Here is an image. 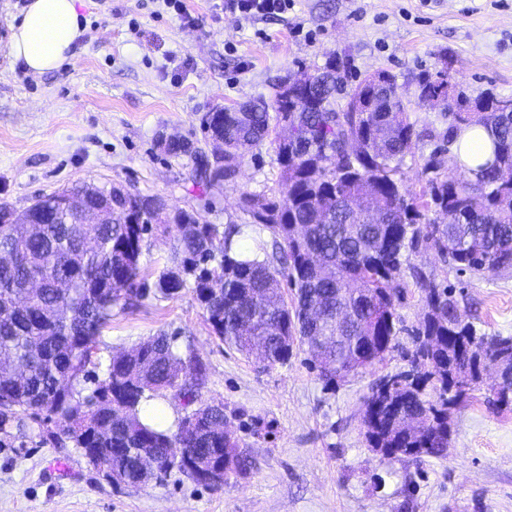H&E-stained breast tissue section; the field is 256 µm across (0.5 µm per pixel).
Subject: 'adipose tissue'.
Returning <instances> with one entry per match:
<instances>
[{"instance_id":"1","label":"adipose tissue","mask_w":512,"mask_h":512,"mask_svg":"<svg viewBox=\"0 0 512 512\" xmlns=\"http://www.w3.org/2000/svg\"><path fill=\"white\" fill-rule=\"evenodd\" d=\"M77 0H29L20 16L9 23L10 53L34 73L58 68L70 55L81 36ZM455 151L468 173L494 159V137L480 124L463 128Z\"/></svg>"}]
</instances>
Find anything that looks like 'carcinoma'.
Returning a JSON list of instances; mask_svg holds the SVG:
<instances>
[{
  "label": "carcinoma",
  "instance_id": "carcinoma-1",
  "mask_svg": "<svg viewBox=\"0 0 512 512\" xmlns=\"http://www.w3.org/2000/svg\"><path fill=\"white\" fill-rule=\"evenodd\" d=\"M336 71L333 60L295 100L278 93L274 118L263 103L209 113L207 133L224 140L222 169L204 164L201 147L163 144L170 155H190L200 180L219 183L245 150L288 125L292 137H278L285 203L244 196L279 239L278 256L257 241L253 252L262 259H244L233 251L243 225L201 224L179 210L171 266L151 280L140 263L150 227L130 223L144 195L66 188L91 210L112 195L100 224L60 213L55 192L22 211L0 203V435L50 422L52 443L83 449L91 464L132 487L174 470L191 477L182 448L202 462L221 448L224 475L244 474L249 460L224 431V405L202 400L206 368L192 350L178 349L177 337L151 336L102 363L100 335L112 308L190 289L214 335L249 358L257 354L265 367L288 363L295 348L311 350L322 338L327 366L317 370L332 385L396 348L406 251L433 250L472 273L512 268V112L487 95L474 101L477 112L448 113V144L462 127L482 124L493 132L495 160L475 173L477 186L436 170L428 193L413 197L396 175L419 133L393 76L386 74L382 97L366 77L339 110ZM283 278L296 290L290 304ZM424 292L409 355L413 380L390 389L387 377L378 378L362 406L366 441L386 458L445 455L449 410L479 383L480 357L499 361L512 378V336H479L448 288ZM168 392L197 407L174 431L143 423L141 403Z\"/></svg>",
  "mask_w": 512,
  "mask_h": 512
}]
</instances>
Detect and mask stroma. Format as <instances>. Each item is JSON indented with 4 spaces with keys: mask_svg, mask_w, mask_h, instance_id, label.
<instances>
[{
    "mask_svg": "<svg viewBox=\"0 0 512 512\" xmlns=\"http://www.w3.org/2000/svg\"><path fill=\"white\" fill-rule=\"evenodd\" d=\"M27 2L0 0V203L19 210L77 183L112 184L163 196L203 224L255 225L241 198L279 200L275 139L247 151L212 187L195 180L190 157L159 143L176 135L203 145L207 113L258 99L274 105L290 78L332 59L351 87L381 70L394 76L422 132L402 166L417 197L429 190L427 167L468 177L441 137L447 106L418 97L420 74L470 99H512V0H295L253 20L225 11L224 0H185L194 27L164 0H82L73 55L45 74L9 54L8 23ZM175 236L174 225L152 226L145 273L169 266ZM405 257L406 268L452 289L478 334L512 336V268L475 275L433 251ZM407 283L398 349L333 387L307 350L265 367L225 345L192 292L113 310L102 358L163 332L193 349L207 372L202 397L223 403L248 474L214 486L175 471L160 483L115 486L79 449L19 437L0 447V512H512V411L486 402L494 372L453 409L446 456L388 459L365 441L369 385L407 368L422 317L423 292L415 278ZM56 461L68 472L53 470Z\"/></svg>",
    "mask_w": 512,
    "mask_h": 512,
    "instance_id": "35a3bbf8",
    "label": "stroma"
}]
</instances>
